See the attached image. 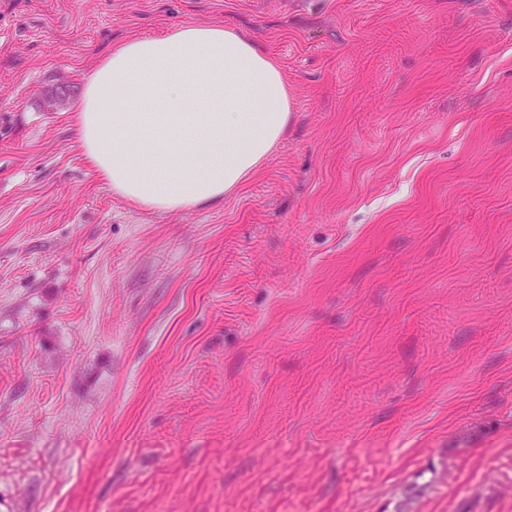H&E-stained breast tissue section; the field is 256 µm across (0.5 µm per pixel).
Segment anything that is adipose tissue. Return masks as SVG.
I'll list each match as a JSON object with an SVG mask.
<instances>
[{
    "instance_id": "1",
    "label": "adipose tissue",
    "mask_w": 512,
    "mask_h": 512,
    "mask_svg": "<svg viewBox=\"0 0 512 512\" xmlns=\"http://www.w3.org/2000/svg\"><path fill=\"white\" fill-rule=\"evenodd\" d=\"M73 124L114 195L175 213L222 202L284 138L291 115L278 62L224 26L132 36L96 63Z\"/></svg>"
}]
</instances>
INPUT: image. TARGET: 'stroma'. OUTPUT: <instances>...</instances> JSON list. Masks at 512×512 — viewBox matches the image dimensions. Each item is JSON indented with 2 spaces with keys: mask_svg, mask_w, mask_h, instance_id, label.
<instances>
[{
  "mask_svg": "<svg viewBox=\"0 0 512 512\" xmlns=\"http://www.w3.org/2000/svg\"><path fill=\"white\" fill-rule=\"evenodd\" d=\"M182 22L292 116L146 212L42 97ZM0 512H512V0H0Z\"/></svg>",
  "mask_w": 512,
  "mask_h": 512,
  "instance_id": "obj_1",
  "label": "stroma"
}]
</instances>
